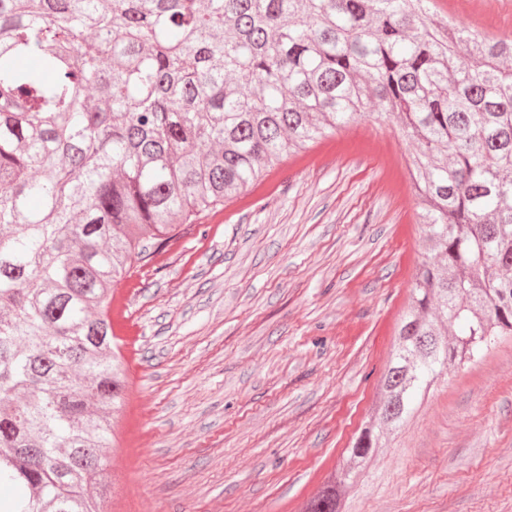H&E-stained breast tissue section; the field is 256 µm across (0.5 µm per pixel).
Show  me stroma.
<instances>
[{
	"label": "stroma",
	"instance_id": "stroma-1",
	"mask_svg": "<svg viewBox=\"0 0 512 512\" xmlns=\"http://www.w3.org/2000/svg\"><path fill=\"white\" fill-rule=\"evenodd\" d=\"M512 38V0H434ZM414 148L370 116L286 158L137 262L105 512H302L365 419L425 253ZM344 512H512V336L448 368Z\"/></svg>",
	"mask_w": 512,
	"mask_h": 512
}]
</instances>
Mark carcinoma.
Listing matches in <instances>:
<instances>
[{
	"label": "carcinoma",
	"instance_id": "carcinoma-1",
	"mask_svg": "<svg viewBox=\"0 0 512 512\" xmlns=\"http://www.w3.org/2000/svg\"><path fill=\"white\" fill-rule=\"evenodd\" d=\"M432 2L0 0V512H101L131 265L374 105L417 145L428 257L304 512H341L439 373L512 336V39Z\"/></svg>",
	"mask_w": 512,
	"mask_h": 512
}]
</instances>
